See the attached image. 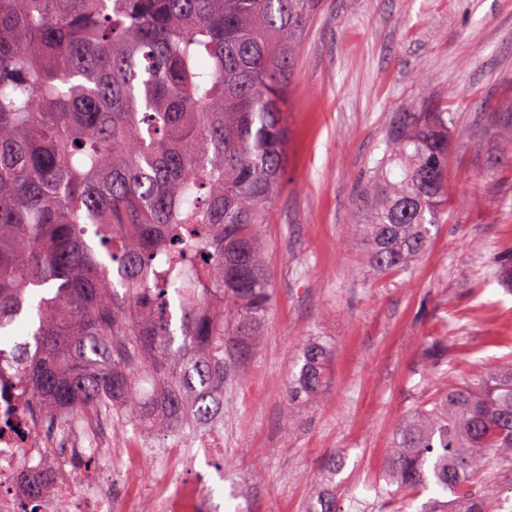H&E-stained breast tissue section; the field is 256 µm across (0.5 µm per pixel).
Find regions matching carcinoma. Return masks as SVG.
<instances>
[{
    "instance_id": "obj_1",
    "label": "carcinoma",
    "mask_w": 512,
    "mask_h": 512,
    "mask_svg": "<svg viewBox=\"0 0 512 512\" xmlns=\"http://www.w3.org/2000/svg\"><path fill=\"white\" fill-rule=\"evenodd\" d=\"M315 0H0V375L41 418L110 414L143 435L204 424L272 301L260 225L286 164L291 63ZM358 207L375 269L425 255L448 119L391 121ZM295 362L288 407L323 387ZM429 368L455 372L444 338ZM385 512L433 490L486 512L512 472V366L396 426ZM307 512H344L323 497Z\"/></svg>"
}]
</instances>
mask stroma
Segmentation results:
<instances>
[{
    "label": "stroma",
    "mask_w": 512,
    "mask_h": 512,
    "mask_svg": "<svg viewBox=\"0 0 512 512\" xmlns=\"http://www.w3.org/2000/svg\"><path fill=\"white\" fill-rule=\"evenodd\" d=\"M424 104L466 132L448 144V211L428 253L377 273L357 194L394 115ZM285 121L286 178L260 228L273 304L224 384V449L195 469L218 512H307L330 495L376 512L407 412L512 361V281L498 275L512 259V0H318ZM441 336L448 376L424 369ZM316 341L332 350L326 383L289 406Z\"/></svg>",
    "instance_id": "stroma-1"
}]
</instances>
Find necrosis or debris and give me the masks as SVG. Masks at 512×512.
<instances>
[{"label": "necrosis or debris", "mask_w": 512, "mask_h": 512, "mask_svg": "<svg viewBox=\"0 0 512 512\" xmlns=\"http://www.w3.org/2000/svg\"><path fill=\"white\" fill-rule=\"evenodd\" d=\"M111 437L108 415L87 421L63 413L56 416L50 432L32 424L20 392L10 379L0 378V512H58L63 498L69 503L68 512H113L109 476H100L89 493L73 496L69 486L78 470L66 468L52 452L53 447L66 446L80 457L89 445L108 454ZM155 454L157 462L145 483L163 502L164 512H204L196 481L172 485L185 468V453L159 448Z\"/></svg>", "instance_id": "necrosis-or-debris-1"}]
</instances>
